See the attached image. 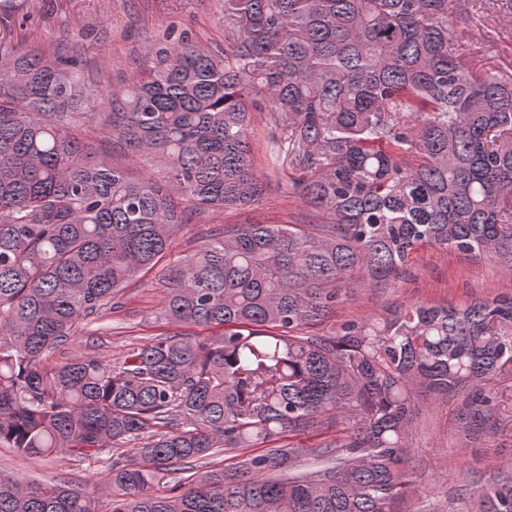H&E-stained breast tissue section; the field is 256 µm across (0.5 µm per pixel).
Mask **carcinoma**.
<instances>
[{
	"mask_svg": "<svg viewBox=\"0 0 512 512\" xmlns=\"http://www.w3.org/2000/svg\"><path fill=\"white\" fill-rule=\"evenodd\" d=\"M469 19L467 0H224L223 53L178 41L105 97L71 62L0 56V446L115 454L92 488L0 478V512H98L100 490L110 512H402L418 390L456 397L466 439L495 433L512 296L304 333L353 284L403 279L421 246L512 274V74L461 59ZM265 104L322 221L227 224L165 269L161 315L221 333L44 363L172 255L192 212L260 202ZM223 449L235 468L158 494ZM473 499L512 512V475Z\"/></svg>",
	"mask_w": 512,
	"mask_h": 512,
	"instance_id": "obj_1",
	"label": "carcinoma"
}]
</instances>
